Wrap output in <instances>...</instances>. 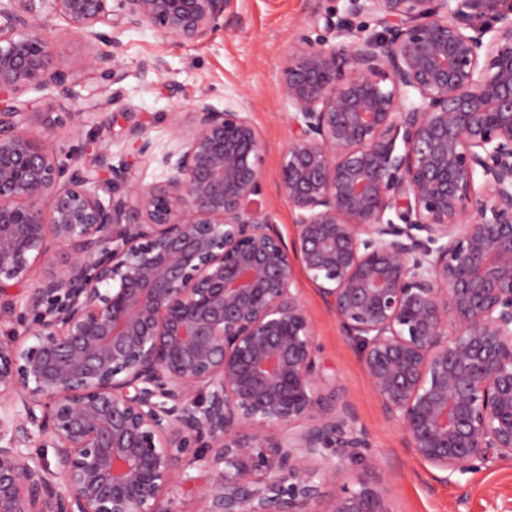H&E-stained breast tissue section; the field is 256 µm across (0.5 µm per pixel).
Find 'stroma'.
Instances as JSON below:
<instances>
[{
  "label": "stroma",
  "instance_id": "1",
  "mask_svg": "<svg viewBox=\"0 0 512 512\" xmlns=\"http://www.w3.org/2000/svg\"><path fill=\"white\" fill-rule=\"evenodd\" d=\"M334 7V0H231L229 10L237 26L217 30L205 45L180 44L150 28L123 31L117 36V50L125 78L117 97L100 91L84 45L67 34L65 22L50 17L45 25L56 45V66L67 74L76 98L62 99L48 90H20L9 98L29 112L94 113L88 124L59 128L58 146L79 149L87 158L108 150L114 159L127 161L132 179L146 184L161 179L159 158L174 145L177 113L188 112L204 93L219 108L232 100L248 112L263 144V192L251 206L270 214L288 242L295 234L296 212L278 190L290 135L288 105L277 93L278 63L299 34ZM154 58L162 59V67L143 72L142 62ZM124 112L135 113L154 145L156 159L150 165L140 163L124 139ZM294 275L325 366L323 391L335 393L338 402L350 407L369 443L361 451L363 464L324 481L320 512H326L337 486L354 488L361 482L386 487L394 512H512V460L475 469L456 484L437 481L433 469L408 450L400 426L369 387L359 345L345 335L302 267H295Z\"/></svg>",
  "mask_w": 512,
  "mask_h": 512
}]
</instances>
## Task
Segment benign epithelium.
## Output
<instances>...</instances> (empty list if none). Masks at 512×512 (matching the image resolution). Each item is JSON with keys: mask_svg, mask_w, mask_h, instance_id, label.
<instances>
[{"mask_svg": "<svg viewBox=\"0 0 512 512\" xmlns=\"http://www.w3.org/2000/svg\"><path fill=\"white\" fill-rule=\"evenodd\" d=\"M228 4L0 0V91L77 95L45 15L114 85L104 29L207 43ZM324 31L279 62L289 244L248 207L262 142L231 104L198 97L146 186L56 146L74 113L0 104V327L24 328L0 338V512H174L175 482L197 512H317L367 442L322 394L295 262L416 458L444 481L512 458V0H347ZM325 512L394 510L362 483Z\"/></svg>", "mask_w": 512, "mask_h": 512, "instance_id": "7a95c632", "label": "benign epithelium"}]
</instances>
